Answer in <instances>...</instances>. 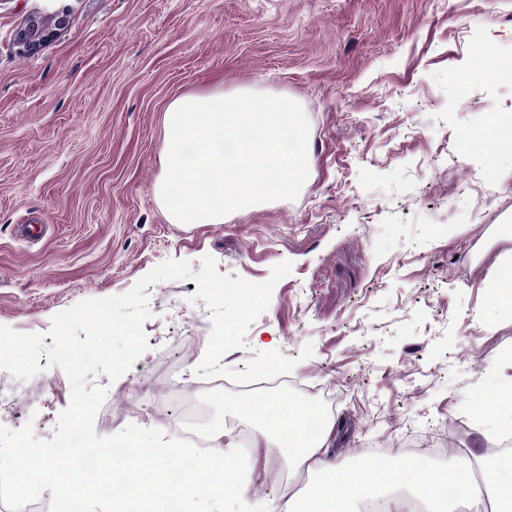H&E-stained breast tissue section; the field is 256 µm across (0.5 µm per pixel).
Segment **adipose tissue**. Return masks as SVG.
<instances>
[{
  "label": "adipose tissue",
  "instance_id": "obj_1",
  "mask_svg": "<svg viewBox=\"0 0 512 512\" xmlns=\"http://www.w3.org/2000/svg\"><path fill=\"white\" fill-rule=\"evenodd\" d=\"M241 408L264 425L266 438L285 448L289 460L307 466L316 474L305 494L288 500L282 512H351V502L373 497L381 489L402 482L418 489L430 512H448L449 507L475 496L486 498L492 512H512V494H505L501 486L494 483L481 487L475 484L473 472L475 465L481 462L480 457H469L464 465L438 470L429 477L413 457L404 458L389 467L368 458L355 468L343 470L329 456L326 434L314 438L308 436V407L298 405L273 418L268 417L267 404L262 400H247ZM213 442L210 468L214 481L208 490L221 494L236 486L237 470L232 462V452L224 446L223 429L214 430ZM337 482L344 486L345 498L332 495L330 487Z\"/></svg>",
  "mask_w": 512,
  "mask_h": 512
}]
</instances>
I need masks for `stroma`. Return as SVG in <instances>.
Segmentation results:
<instances>
[{
	"label": "stroma",
	"instance_id": "stroma-1",
	"mask_svg": "<svg viewBox=\"0 0 512 512\" xmlns=\"http://www.w3.org/2000/svg\"><path fill=\"white\" fill-rule=\"evenodd\" d=\"M66 23L32 52L16 39L30 18ZM512 59V0H0V326L44 335L55 314L120 295L157 265L274 288L243 346L296 362L287 383L327 393V444L348 468L405 438L449 452L424 470L484 455L512 411L476 400L512 388V318L485 287L512 260V155L486 158L464 138L512 113V80L479 77L482 54ZM285 94L310 123L309 176L298 198L259 203L220 224H173L155 197L168 105L212 90ZM148 348L117 380L100 374L112 407L133 410L138 388L195 395L217 419L244 423V394L213 396L190 380L211 313L189 281L148 286ZM198 356L180 360L183 339ZM313 354L301 358L305 344ZM0 426L33 423L52 439L70 401L64 370L40 358ZM302 493L311 474L282 448L248 459L247 504L280 512L288 499L268 467Z\"/></svg>",
	"mask_w": 512,
	"mask_h": 512
}]
</instances>
